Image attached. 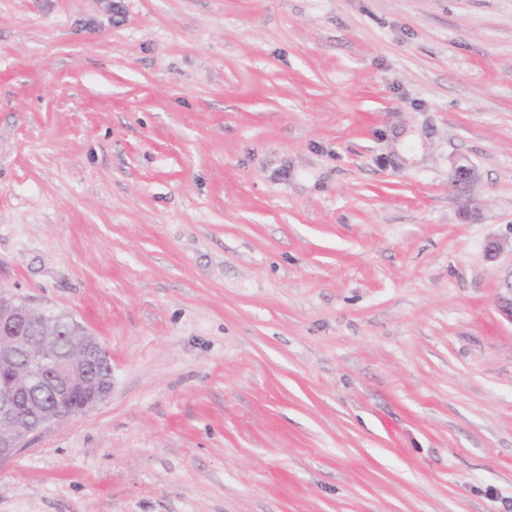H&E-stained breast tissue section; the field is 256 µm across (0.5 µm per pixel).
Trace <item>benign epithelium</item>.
I'll return each mask as SVG.
<instances>
[{
	"instance_id": "obj_1",
	"label": "benign epithelium",
	"mask_w": 512,
	"mask_h": 512,
	"mask_svg": "<svg viewBox=\"0 0 512 512\" xmlns=\"http://www.w3.org/2000/svg\"><path fill=\"white\" fill-rule=\"evenodd\" d=\"M475 168L459 160L453 179L467 183ZM499 311L512 322V271L504 279ZM66 331L79 340L71 354L57 344L39 345L32 333ZM0 463L14 458L40 430L106 405L112 397V364L101 340L67 313H49L0 293Z\"/></svg>"
}]
</instances>
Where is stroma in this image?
<instances>
[{
  "label": "stroma",
  "mask_w": 512,
  "mask_h": 512,
  "mask_svg": "<svg viewBox=\"0 0 512 512\" xmlns=\"http://www.w3.org/2000/svg\"><path fill=\"white\" fill-rule=\"evenodd\" d=\"M493 239L512 0H0V291L113 382L0 512H507Z\"/></svg>",
  "instance_id": "35a3bbf8"
}]
</instances>
